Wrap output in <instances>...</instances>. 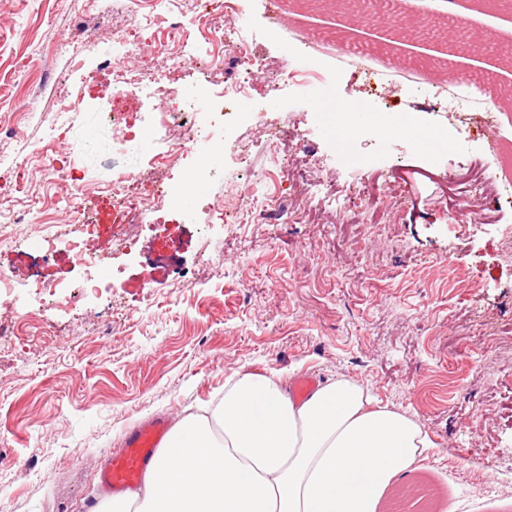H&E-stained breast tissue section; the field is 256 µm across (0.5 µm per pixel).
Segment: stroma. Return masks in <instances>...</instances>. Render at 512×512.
Masks as SVG:
<instances>
[{
	"label": "stroma",
	"mask_w": 512,
	"mask_h": 512,
	"mask_svg": "<svg viewBox=\"0 0 512 512\" xmlns=\"http://www.w3.org/2000/svg\"><path fill=\"white\" fill-rule=\"evenodd\" d=\"M112 2L0 0V157H24L0 167V277L13 284L0 292V512H90L105 497L96 470L133 425L157 413L177 421L203 412L235 372L287 385L305 374L321 384L346 377L417 419L434 448L405 489L386 494L381 512H512V254L495 230H448L458 206L448 176L461 156L496 175L486 206L502 224L512 225V176L505 155L486 146L482 108L462 128L439 104L443 76L433 62L450 48L451 32L401 43L402 59L420 72L410 85L340 72L341 100L364 101L390 119L343 141L314 122L312 73L335 66L339 43L355 58L383 55L389 29L355 24L336 0H288L280 24L263 0H234L224 22L255 61L245 100L264 114L224 121L221 173L194 198L195 212L211 218L205 233L169 212L163 223L137 225L134 245L122 251L109 187L126 158L100 127L98 108L111 106L141 128L145 183L161 182L170 195L188 171L156 160L169 136L149 124L157 100L99 67L113 39L140 43L133 67L156 63L165 42L113 15ZM454 3L452 15L482 47L458 66L512 88V63L499 53L512 47V10ZM285 23L311 40L290 64L294 77L272 95L267 70L281 54ZM62 45L81 46L85 67L73 69ZM167 76L169 87L203 100L198 120L209 125L222 105V74L206 78L173 62ZM31 110L65 111L67 122L53 131L23 120ZM406 114L443 134L438 156L391 129ZM298 134L323 162L315 178L341 199L358 200L367 181L377 184L384 224L351 223L347 207L318 216L309 196L287 199L277 156ZM52 159L82 170L80 186L50 178ZM245 187L255 207L287 202L288 223H229ZM87 195L96 224L85 250L106 285L57 307L34 281L76 284L81 267L65 252L43 261L42 228L6 218L38 198L64 228L69 202ZM24 312L21 334L10 335Z\"/></svg>",
	"instance_id": "1"
}]
</instances>
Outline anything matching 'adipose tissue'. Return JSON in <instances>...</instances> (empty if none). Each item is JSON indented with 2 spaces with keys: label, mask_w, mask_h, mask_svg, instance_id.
I'll list each match as a JSON object with an SVG mask.
<instances>
[{
  "label": "adipose tissue",
  "mask_w": 512,
  "mask_h": 512,
  "mask_svg": "<svg viewBox=\"0 0 512 512\" xmlns=\"http://www.w3.org/2000/svg\"><path fill=\"white\" fill-rule=\"evenodd\" d=\"M432 446L354 380L298 403L278 377L237 373L210 416L173 426L140 490L97 512H380Z\"/></svg>",
  "instance_id": "1"
}]
</instances>
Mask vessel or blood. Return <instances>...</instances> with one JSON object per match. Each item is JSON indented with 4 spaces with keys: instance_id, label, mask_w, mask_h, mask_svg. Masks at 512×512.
<instances>
[{
    "instance_id": "vessel-or-blood-1",
    "label": "vessel or blood",
    "mask_w": 512,
    "mask_h": 512,
    "mask_svg": "<svg viewBox=\"0 0 512 512\" xmlns=\"http://www.w3.org/2000/svg\"><path fill=\"white\" fill-rule=\"evenodd\" d=\"M170 426V420L164 417L138 425L127 433L119 451L109 453L98 476L110 494L124 493L140 483L165 443Z\"/></svg>"
}]
</instances>
